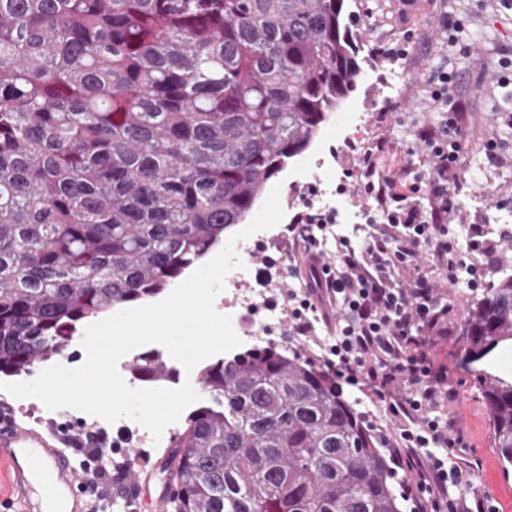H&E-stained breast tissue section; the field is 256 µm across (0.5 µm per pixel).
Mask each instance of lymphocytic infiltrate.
<instances>
[{
  "label": "lymphocytic infiltrate",
  "instance_id": "obj_1",
  "mask_svg": "<svg viewBox=\"0 0 512 512\" xmlns=\"http://www.w3.org/2000/svg\"><path fill=\"white\" fill-rule=\"evenodd\" d=\"M456 72L439 66L428 77L440 118L421 126L428 167L404 160L385 166V143L355 151L342 192L374 201L364 234L344 242L329 261L331 275L312 293L289 288L288 333L308 336L322 319L314 297L326 299L337 330L319 363L337 384L358 388L380 402L392 421L383 440L409 494H421L420 512H485L482 500L459 496L470 483L461 453L465 436L442 411L447 373L435 366L421 339L435 324L437 282L477 290L493 241L481 224L458 229L448 205L462 192L465 152L461 107L452 98Z\"/></svg>",
  "mask_w": 512,
  "mask_h": 512
}]
</instances>
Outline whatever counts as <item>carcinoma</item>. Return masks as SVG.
Listing matches in <instances>:
<instances>
[{"label": "carcinoma", "mask_w": 512, "mask_h": 512, "mask_svg": "<svg viewBox=\"0 0 512 512\" xmlns=\"http://www.w3.org/2000/svg\"><path fill=\"white\" fill-rule=\"evenodd\" d=\"M344 0H0V374L158 297L243 223L355 89ZM473 362L512 344V275L467 301ZM133 372L172 371L151 352ZM173 512H400L336 383L275 345L207 365ZM479 391L504 471L512 379Z\"/></svg>", "instance_id": "cac0c4a2"}]
</instances>
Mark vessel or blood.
<instances>
[{"mask_svg": "<svg viewBox=\"0 0 512 512\" xmlns=\"http://www.w3.org/2000/svg\"><path fill=\"white\" fill-rule=\"evenodd\" d=\"M0 459L7 462L15 512H86L83 457L58 428L37 432L0 411Z\"/></svg>", "mask_w": 512, "mask_h": 512, "instance_id": "vessel-or-blood-1", "label": "vessel or blood"}]
</instances>
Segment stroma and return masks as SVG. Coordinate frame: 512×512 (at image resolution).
Listing matches in <instances>:
<instances>
[{"instance_id":"stroma-1","label":"stroma","mask_w":512,"mask_h":512,"mask_svg":"<svg viewBox=\"0 0 512 512\" xmlns=\"http://www.w3.org/2000/svg\"><path fill=\"white\" fill-rule=\"evenodd\" d=\"M345 7L354 14L360 72L355 91L329 114L314 142L318 148L327 141L333 144L337 176H344L352 166L350 147L362 148L383 139L390 141L395 151L421 159V144L415 132L432 119L434 111L427 78L430 69L445 59L459 74L452 95L465 106L462 124L467 152L483 150L489 139L502 136L505 106L495 88L494 63L501 55L512 53V11H503L497 0H345ZM446 16L463 20L473 41L470 53H460L441 40L440 22ZM394 41L404 42L409 54L403 62L406 79L400 94L387 102L383 87L394 64L375 55L374 50ZM349 112L359 118L360 137L353 143L345 140L341 129ZM463 170L476 172L477 177L454 200L456 220L461 225L477 224L481 215L470 206L471 195L512 194V149L504 150L498 160L485 162L481 168L467 163ZM438 293L446 299L448 312L426 333L425 340L436 364L448 369V384L457 397L447 410L470 442L467 458L473 465V480L463 493L482 499L487 512H512V474H505L492 443L488 410L475 387L477 366L464 361L463 303L473 293L445 285ZM107 432L110 441L127 450L132 470L146 481L145 493L135 494L134 500L138 512H150L148 501L162 486L160 462L167 456V448L145 452L135 433L115 425L108 426Z\"/></svg>"}]
</instances>
